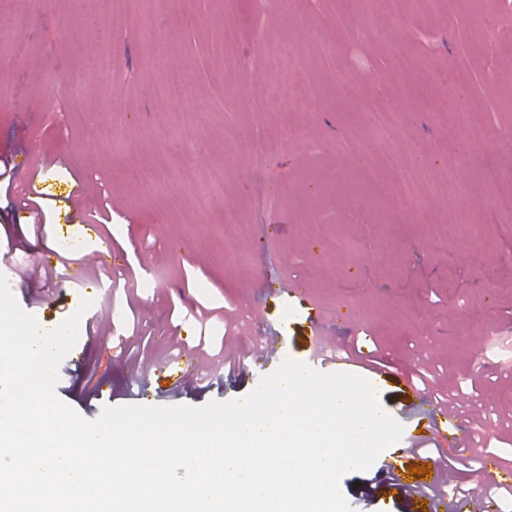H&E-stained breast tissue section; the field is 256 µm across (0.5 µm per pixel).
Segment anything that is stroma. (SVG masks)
Returning a JSON list of instances; mask_svg holds the SVG:
<instances>
[{
  "label": "stroma",
  "instance_id": "obj_1",
  "mask_svg": "<svg viewBox=\"0 0 512 512\" xmlns=\"http://www.w3.org/2000/svg\"><path fill=\"white\" fill-rule=\"evenodd\" d=\"M22 6L30 23L20 62L0 82V160L15 175L0 181V245L13 262L40 263L58 226L82 232L91 210L109 223L87 240L107 264L71 262V276L37 280L17 294L50 331L88 298L115 312L114 332L151 343L157 358L172 347L211 353L222 345L251 351L265 334L282 351L261 367L356 344L390 365L376 388L382 410L405 432L429 421L408 373L430 369L472 403L447 431L449 455L460 429H489V454L512 463V371L496 345L512 337V111L503 110L493 73L512 70V8L487 0L480 24L468 0H403V14L372 21L371 37L345 27L355 0H0V14ZM282 48V76L309 84L307 115L318 142L290 141L283 119L268 115L269 88L258 54ZM110 57L115 80L95 78ZM117 99L126 118L104 110ZM201 110L183 126L182 100ZM413 107L403 139L372 145L367 113L403 100ZM488 137L461 146L460 120ZM431 177L423 203L393 202L394 150ZM167 158L165 186L146 191L135 175ZM466 177L448 192L445 168ZM46 187L36 209L17 212L28 181ZM302 197L306 212L291 209ZM468 207L474 224L455 222ZM52 293L31 308L30 297ZM130 363L111 340L79 337L59 368L58 396L83 417L103 406L136 404ZM94 371L91 392L83 377ZM255 379L225 375L189 385L181 405L241 398ZM382 460L346 474L340 489L354 512H416L387 488Z\"/></svg>",
  "mask_w": 512,
  "mask_h": 512
}]
</instances>
